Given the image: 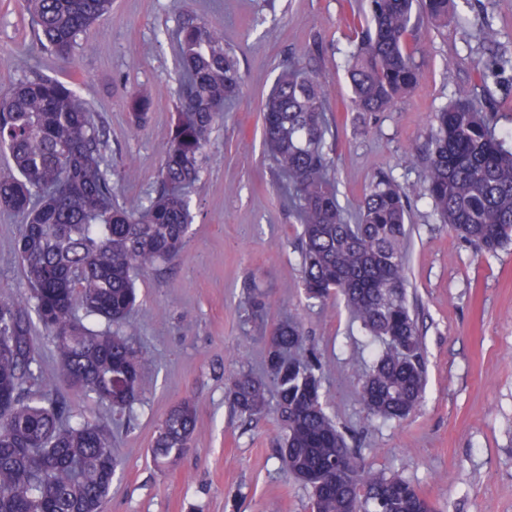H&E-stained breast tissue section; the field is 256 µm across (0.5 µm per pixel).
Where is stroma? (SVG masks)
Returning a JSON list of instances; mask_svg holds the SVG:
<instances>
[{
  "instance_id": "stroma-1",
  "label": "stroma",
  "mask_w": 512,
  "mask_h": 512,
  "mask_svg": "<svg viewBox=\"0 0 512 512\" xmlns=\"http://www.w3.org/2000/svg\"><path fill=\"white\" fill-rule=\"evenodd\" d=\"M366 0H112L86 40L96 49L67 59L43 51L21 0H0V94L22 80L18 56L90 103L103 132L110 178L120 204L146 202L165 159L178 101L179 65L165 31L193 12L224 32L243 84L210 136L191 194L193 216L179 259L139 274L131 320L147 353L143 393L132 419H115L92 397L55 386L75 413L107 420L120 462L105 512H310V491L278 457L274 415L241 420L225 396L230 376L265 372V337L291 317L307 353L322 365L326 413L350 447L376 471L415 485L435 512H512V245L478 255L439 223L421 184L432 115L457 86L479 85V59L512 54V0H456L443 29L422 31L416 89L389 112L367 117L348 107L344 65ZM484 14L498 46L468 22ZM326 85L336 118L335 185L347 218L378 173L409 197L408 302L425 358L421 409L403 421L371 417L355 396L371 360L366 338L344 304L309 298L300 272V224L285 204L262 138L261 106L283 69L308 57ZM151 101L140 130L128 101ZM139 170L123 181L127 166ZM23 219L0 209V297L26 287L15 254ZM263 295L262 322L243 304ZM196 405L198 427L186 454L156 467L151 448L170 409Z\"/></svg>"
}]
</instances>
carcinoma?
<instances>
[{
  "label": "carcinoma",
  "mask_w": 512,
  "mask_h": 512,
  "mask_svg": "<svg viewBox=\"0 0 512 512\" xmlns=\"http://www.w3.org/2000/svg\"><path fill=\"white\" fill-rule=\"evenodd\" d=\"M454 0H367L365 25L346 60L353 111H391L418 84L410 43L425 25L448 26ZM46 50L67 59L91 51L87 29L112 0H23ZM181 66L176 121L155 195L133 208L115 202L104 141L90 103L67 84L41 75L22 57L21 82L0 96V144L16 175L0 180V207L24 216L16 255L27 289L0 301V512H103L120 462L105 423L78 421L72 409L41 388L27 307L55 351L53 380L93 396L114 413L140 401L145 352L132 337L135 272L176 260L192 220L185 190L199 178L205 148L242 75L224 33L187 12L173 33ZM482 81L512 95V56L483 62ZM460 85L438 112L421 170L434 212L484 253L512 243V134ZM143 126L150 99H130ZM333 117L324 86L309 63L282 71L263 105V137L282 195L301 225V274L309 297L339 293L366 335L382 345L357 397L369 414L402 421L420 407L425 362L406 296L408 198L390 177L373 183L347 221L331 173L327 142ZM102 319L97 328L92 321ZM305 340L288 319L267 336L268 377L239 372L228 400L251 420L270 406L284 433L279 455L288 475L311 491V512H433L409 481L376 473L351 450L325 413L322 364L294 355ZM197 418L191 400L162 421L152 452L165 467L189 447ZM346 479L335 480L336 461Z\"/></svg>",
  "instance_id": "obj_1"
}]
</instances>
